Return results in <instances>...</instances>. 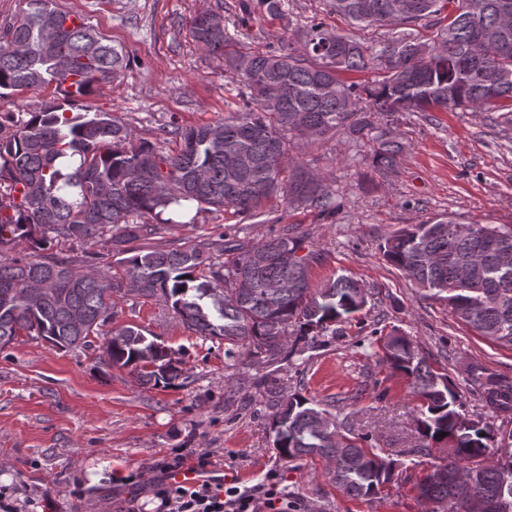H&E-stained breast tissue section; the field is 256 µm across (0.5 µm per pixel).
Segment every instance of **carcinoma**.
I'll list each match as a JSON object with an SVG mask.
<instances>
[{
  "mask_svg": "<svg viewBox=\"0 0 512 512\" xmlns=\"http://www.w3.org/2000/svg\"><path fill=\"white\" fill-rule=\"evenodd\" d=\"M331 0L336 15L354 29L410 26L436 28L434 39L401 32L375 44L354 34L307 26L301 44L288 40L268 51H235L225 66L249 90L241 110L183 126L171 121L157 142L134 141L131 132L88 98L112 84L126 68V55L79 14L56 0H19L0 20V91L59 96L28 118H0V349L25 334L60 350L85 346L119 315L115 298L134 294L170 307L198 336L224 342L269 367L327 344L335 325L361 311L363 288L339 275L311 287L310 264L318 255L301 237H269L252 246L218 240L205 248L188 241L176 247L144 244L128 249L120 269H103L105 253L81 260L60 253L61 244L102 242L120 246L146 239L157 225L180 224L185 209L250 212L274 195L300 203L329 220L330 196L314 180L283 176L291 138L342 133L373 142L377 170L396 169L402 144L397 125L404 112H503L512 115V0ZM207 24H191L190 36L210 54L232 40L229 19L209 11ZM371 73L366 82L348 78ZM72 91H60L65 82ZM180 140L170 153L168 136ZM167 218H161L162 214ZM439 215L410 224L379 244L384 260L421 290L448 300L458 320L480 335L512 348V267L493 259L512 252V224H469ZM117 234H112V231ZM303 255L288 265L282 248ZM232 260L223 261L226 253ZM487 263L486 277L470 288L456 279L473 258ZM382 360L409 378L421 399L416 432L424 449L448 445V461L433 466L418 484L431 512H512V431L496 432L465 412L448 376L431 369L413 341L389 333ZM102 366L129 368L148 388L189 378L183 362L128 322L106 341ZM467 379L485 406L512 413V383L480 363ZM273 448L288 461L320 457L326 475L352 498L375 496L394 476V462L374 452L369 436L355 434L298 392L283 398L274 380ZM496 461L467 463L490 449Z\"/></svg>",
  "mask_w": 512,
  "mask_h": 512,
  "instance_id": "1",
  "label": "carcinoma"
}]
</instances>
